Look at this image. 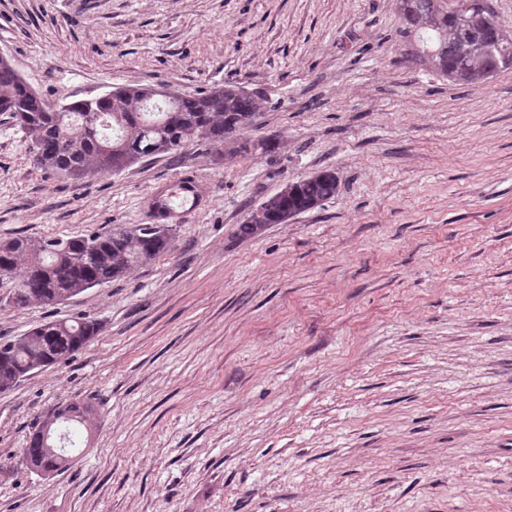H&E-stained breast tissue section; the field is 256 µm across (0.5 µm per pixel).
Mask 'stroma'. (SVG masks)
I'll list each match as a JSON object with an SVG mask.
<instances>
[{
	"instance_id": "35a3bbf8",
	"label": "stroma",
	"mask_w": 512,
	"mask_h": 512,
	"mask_svg": "<svg viewBox=\"0 0 512 512\" xmlns=\"http://www.w3.org/2000/svg\"><path fill=\"white\" fill-rule=\"evenodd\" d=\"M0 53L54 104H261L233 143L79 177L35 167L0 112V241L134 229L178 176L195 189L121 278L24 308L0 280V337L100 325L0 392V512H512V69L437 74L400 0H0ZM324 168L335 198L241 235ZM78 401L70 469L30 472L31 427Z\"/></svg>"
}]
</instances>
